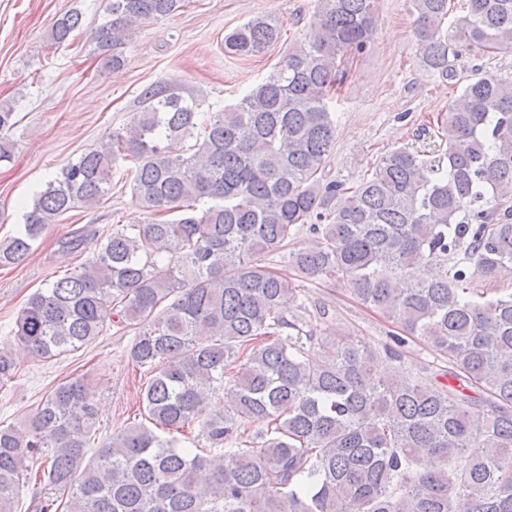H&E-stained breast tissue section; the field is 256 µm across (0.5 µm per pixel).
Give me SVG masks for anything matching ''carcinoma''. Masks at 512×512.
<instances>
[{"label":"carcinoma","instance_id":"obj_1","mask_svg":"<svg viewBox=\"0 0 512 512\" xmlns=\"http://www.w3.org/2000/svg\"><path fill=\"white\" fill-rule=\"evenodd\" d=\"M183 0H108L96 50L114 68L121 37ZM309 38L238 103L161 86L141 92L129 125L106 135L39 191L23 229L0 243L22 263L62 214L127 186L152 215L115 224L73 272L48 280L10 334L39 359L77 351L107 322L134 332L128 357L150 377L145 420L87 456L96 406L84 380L52 389L19 430L0 427V512H18L40 460L64 512H512V81L468 79L441 122L438 156L397 147L355 186L322 180L333 146L328 102L344 57L366 51L375 0H317ZM421 67L454 77L461 48L512 50V0H409ZM69 12L50 30L66 42ZM281 38L270 15L224 40L258 56ZM191 142L173 156L165 142ZM177 213L172 220L161 216ZM299 224L310 237L293 242ZM76 229L60 248L81 255ZM309 281H347L401 333L381 348L317 334L326 310L297 302L268 257ZM479 278L490 288L471 287ZM418 340L448 384L404 361ZM16 364L0 347V382ZM222 393L227 404L211 398ZM205 448L179 446L192 427ZM479 452L471 453L469 449Z\"/></svg>","mask_w":512,"mask_h":512}]
</instances>
